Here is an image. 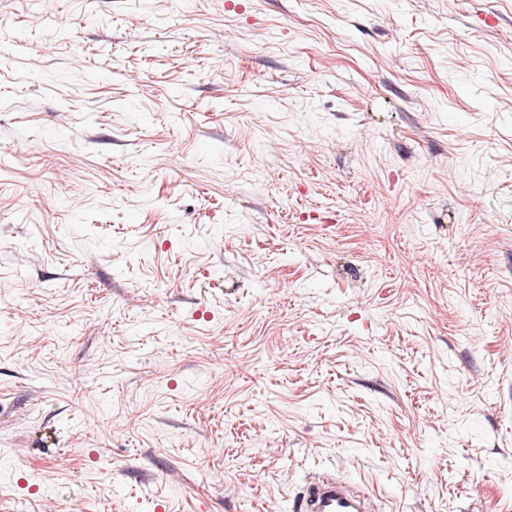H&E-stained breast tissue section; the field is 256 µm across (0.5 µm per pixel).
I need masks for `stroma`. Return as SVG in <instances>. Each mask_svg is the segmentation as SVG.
I'll list each match as a JSON object with an SVG mask.
<instances>
[{
    "mask_svg": "<svg viewBox=\"0 0 512 512\" xmlns=\"http://www.w3.org/2000/svg\"><path fill=\"white\" fill-rule=\"evenodd\" d=\"M512 512V0H0V512ZM365 492L335 475H318L307 482L295 502L298 512H373Z\"/></svg>",
    "mask_w": 512,
    "mask_h": 512,
    "instance_id": "stroma-1",
    "label": "stroma"
}]
</instances>
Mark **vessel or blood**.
<instances>
[{
  "label": "vessel or blood",
  "mask_w": 512,
  "mask_h": 512,
  "mask_svg": "<svg viewBox=\"0 0 512 512\" xmlns=\"http://www.w3.org/2000/svg\"><path fill=\"white\" fill-rule=\"evenodd\" d=\"M294 507L296 512H372L366 493L333 475L308 481Z\"/></svg>",
  "instance_id": "1"
}]
</instances>
